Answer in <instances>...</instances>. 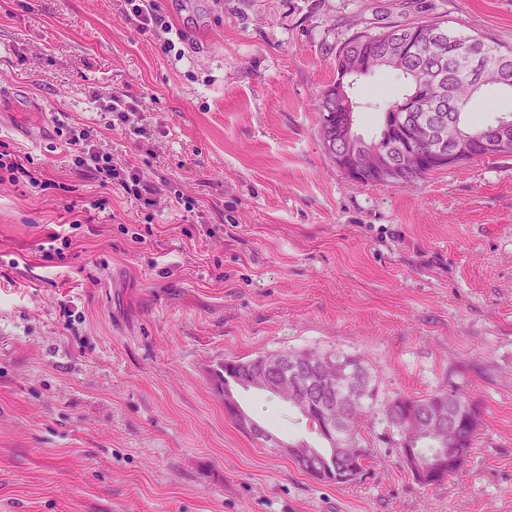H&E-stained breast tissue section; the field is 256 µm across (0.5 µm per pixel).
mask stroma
<instances>
[{
  "label": "stroma",
  "instance_id": "obj_1",
  "mask_svg": "<svg viewBox=\"0 0 512 512\" xmlns=\"http://www.w3.org/2000/svg\"><path fill=\"white\" fill-rule=\"evenodd\" d=\"M152 2L142 30L126 0H0V152L37 177L0 182V512H512V156L354 183L313 106L355 32L437 16L512 48V0ZM355 91L369 139L370 102L404 84ZM115 95L144 132L114 124ZM77 124L161 202L76 169ZM327 348L384 395L467 397L463 467L418 484L375 420L362 479L326 485L226 411L224 361ZM232 392L325 447L288 402Z\"/></svg>",
  "mask_w": 512,
  "mask_h": 512
}]
</instances>
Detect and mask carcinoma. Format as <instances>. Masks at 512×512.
I'll list each match as a JSON object with an SVG mask.
<instances>
[{"label": "carcinoma", "instance_id": "1", "mask_svg": "<svg viewBox=\"0 0 512 512\" xmlns=\"http://www.w3.org/2000/svg\"><path fill=\"white\" fill-rule=\"evenodd\" d=\"M424 23L440 29V35L435 37L432 45L417 49L393 68L396 76L405 82V92L399 97L375 103L373 108L384 114V120L398 121L402 101L415 92L417 81L427 80L435 84L436 94L421 109L425 113L423 125L426 129L434 128L435 118L431 114L435 113L446 115L449 133L473 136L497 130L495 121L472 124L469 114L479 109L484 91L488 89L512 94V50L476 35L459 33L430 18L395 26L393 30L410 38L414 44L416 40L411 35ZM387 42L388 34L385 32L374 34L368 29L356 32L338 46L336 69L348 66L358 55L385 53ZM325 94L326 91L322 90L314 98L321 134L324 138H338L341 130L339 113L328 108ZM427 175V171L402 168L398 171L396 183L413 187ZM304 354L319 364L327 362L336 379L351 377L355 381L357 392L345 404L334 409L336 423L332 429L326 424L322 405L311 400L313 389L301 388L296 393L299 403H308L304 417L315 426L320 436L325 439L332 433L336 434V442L330 443L328 448L317 449V452H336V467L350 470L353 473L350 481L357 479L371 456V449L362 446L360 439L365 422L373 414L385 425V435L401 458H406V449L409 448L424 464V473L413 475L416 482L423 486L441 484L431 476V466L438 461L444 463L446 475L451 476L457 471V451L460 448L470 450L477 431L475 421L479 420V413L466 398L455 391H439L423 398L404 394L383 397L375 376L360 356L333 349L306 350ZM221 370L241 379L252 374V367L239 360L225 361ZM438 407L445 413L455 412L460 420L469 424V428L441 429L419 422L426 412Z\"/></svg>", "mask_w": 512, "mask_h": 512}]
</instances>
